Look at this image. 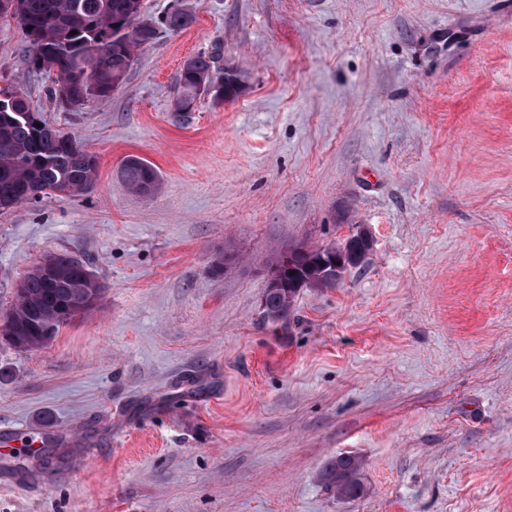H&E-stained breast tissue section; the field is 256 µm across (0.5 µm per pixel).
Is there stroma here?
<instances>
[{
	"label": "stroma",
	"mask_w": 512,
	"mask_h": 512,
	"mask_svg": "<svg viewBox=\"0 0 512 512\" xmlns=\"http://www.w3.org/2000/svg\"><path fill=\"white\" fill-rule=\"evenodd\" d=\"M195 17L110 101L60 109L0 19V76L99 159L0 210V306L46 254L104 288L49 344L0 345V512H512V0H142ZM220 47L241 94L174 111ZM137 156L148 196L118 180ZM367 231L366 263L260 299L273 253ZM232 265L216 273V256ZM356 456L365 492L319 472Z\"/></svg>",
	"instance_id": "1"
}]
</instances>
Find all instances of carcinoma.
<instances>
[{
    "mask_svg": "<svg viewBox=\"0 0 512 512\" xmlns=\"http://www.w3.org/2000/svg\"><path fill=\"white\" fill-rule=\"evenodd\" d=\"M19 4L18 22L30 47V71L49 81L47 91L55 100L59 85L67 87L74 110L110 100L124 84L135 52L154 42L149 34L121 33L140 13L141 0H19ZM192 23L188 15L169 13L159 25L174 32ZM47 53L53 59L49 71L39 65ZM220 58V49L215 47L186 60L177 77L176 111H183L182 103H193L202 95L197 81L202 74L225 81L227 99L237 97L239 74L220 71ZM76 143L37 112L29 121L0 120V209L38 203L54 189L75 196L93 188L98 179L97 157ZM120 179L129 191L147 194L156 187L158 174L144 160L129 158L121 167ZM102 292L87 282L84 264L67 253L57 254L52 273L35 265L26 274L23 292L16 294L10 306L0 308V322L8 321L11 327V337L5 342L21 350L42 347L46 334H57L63 325L90 310ZM296 295L293 288L265 289L267 318L288 317ZM359 469L357 457L341 454L325 464L320 477L336 498L355 499L364 491Z\"/></svg>",
    "mask_w": 512,
    "mask_h": 512,
    "instance_id": "1",
    "label": "carcinoma"
}]
</instances>
